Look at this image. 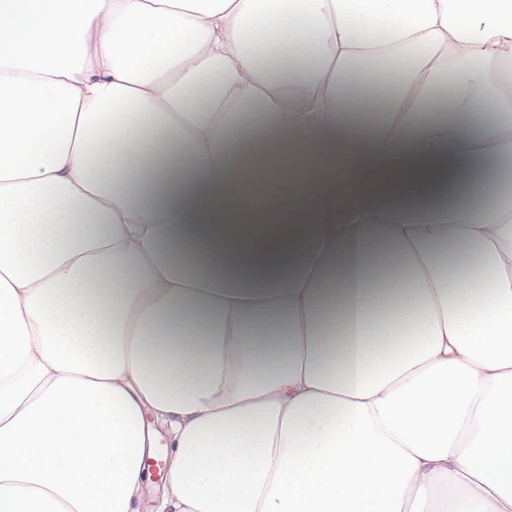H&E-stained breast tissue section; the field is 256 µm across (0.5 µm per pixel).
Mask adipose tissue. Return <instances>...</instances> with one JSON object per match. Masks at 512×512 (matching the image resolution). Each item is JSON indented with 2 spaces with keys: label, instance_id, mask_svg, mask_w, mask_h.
Returning a JSON list of instances; mask_svg holds the SVG:
<instances>
[{
  "label": "adipose tissue",
  "instance_id": "obj_1",
  "mask_svg": "<svg viewBox=\"0 0 512 512\" xmlns=\"http://www.w3.org/2000/svg\"><path fill=\"white\" fill-rule=\"evenodd\" d=\"M157 457L156 512H512V0H0V512Z\"/></svg>",
  "mask_w": 512,
  "mask_h": 512
}]
</instances>
